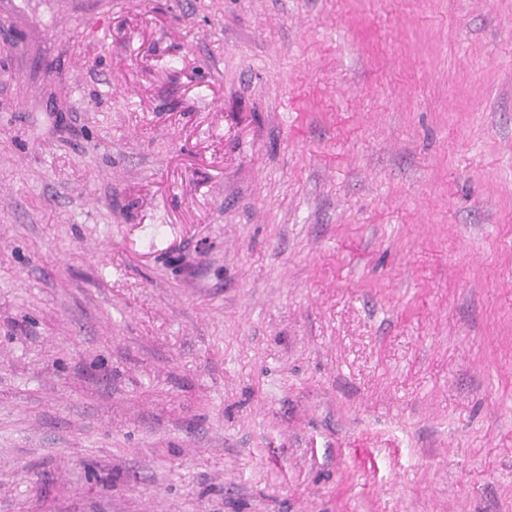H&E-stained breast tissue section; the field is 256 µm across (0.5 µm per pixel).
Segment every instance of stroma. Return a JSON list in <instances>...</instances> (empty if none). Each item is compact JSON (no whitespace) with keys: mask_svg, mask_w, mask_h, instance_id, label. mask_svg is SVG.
I'll list each match as a JSON object with an SVG mask.
<instances>
[{"mask_svg":"<svg viewBox=\"0 0 512 512\" xmlns=\"http://www.w3.org/2000/svg\"><path fill=\"white\" fill-rule=\"evenodd\" d=\"M0 512H512V0H0Z\"/></svg>","mask_w":512,"mask_h":512,"instance_id":"1","label":"stroma"}]
</instances>
